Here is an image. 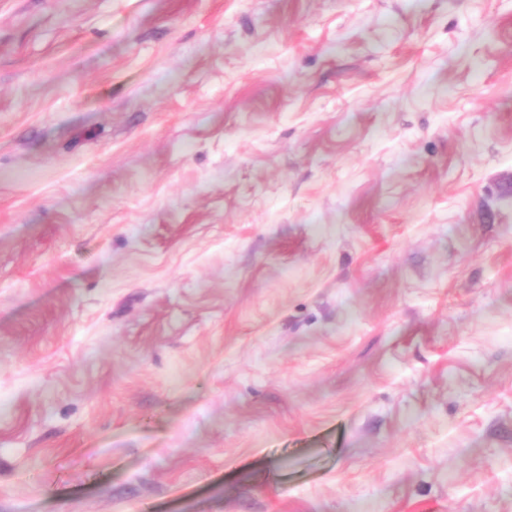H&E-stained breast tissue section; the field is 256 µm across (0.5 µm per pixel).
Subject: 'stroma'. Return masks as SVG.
<instances>
[{
	"label": "stroma",
	"instance_id": "1",
	"mask_svg": "<svg viewBox=\"0 0 512 512\" xmlns=\"http://www.w3.org/2000/svg\"><path fill=\"white\" fill-rule=\"evenodd\" d=\"M0 512H512V0H0Z\"/></svg>",
	"mask_w": 512,
	"mask_h": 512
}]
</instances>
